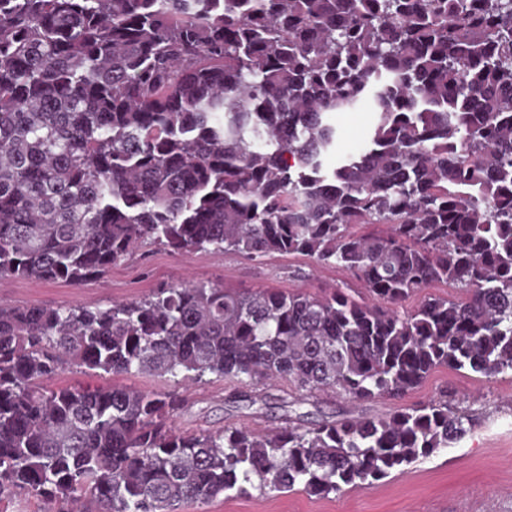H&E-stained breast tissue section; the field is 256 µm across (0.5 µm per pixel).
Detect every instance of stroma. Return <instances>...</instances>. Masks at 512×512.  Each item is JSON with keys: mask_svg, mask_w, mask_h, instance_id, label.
Returning a JSON list of instances; mask_svg holds the SVG:
<instances>
[{"mask_svg": "<svg viewBox=\"0 0 512 512\" xmlns=\"http://www.w3.org/2000/svg\"><path fill=\"white\" fill-rule=\"evenodd\" d=\"M202 282L254 291L328 293L342 289L364 295L362 284L337 268L317 267L301 256L272 255L249 260L232 252L177 254L160 246L136 248L101 278L81 285L65 281L0 278V303L19 307L99 306L143 299L153 289ZM235 381L207 375L188 387L183 409L169 426L178 434L247 426L271 432L286 419L298 423L340 420L354 414L386 415L445 397L473 417L470 431L430 457L368 488L349 487L317 497L294 490L263 495L220 496L188 504L183 512H512V375L489 380L446 367L434 370L415 390L397 399L361 405L333 394L303 398L294 386L270 387L269 399L247 404Z\"/></svg>", "mask_w": 512, "mask_h": 512, "instance_id": "35a3bbf8", "label": "stroma"}]
</instances>
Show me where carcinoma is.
Wrapping results in <instances>:
<instances>
[{
    "label": "carcinoma",
    "mask_w": 512,
    "mask_h": 512,
    "mask_svg": "<svg viewBox=\"0 0 512 512\" xmlns=\"http://www.w3.org/2000/svg\"><path fill=\"white\" fill-rule=\"evenodd\" d=\"M374 114L343 153L333 112ZM143 243L301 255L369 300L205 284L106 308L0 306V501L179 512L325 497L460 438L431 401L174 433L177 390L68 368L401 398L439 367L512 373V0H0V277L74 285ZM465 297L423 295L433 284ZM112 383V379L108 375H97V374H84L80 373L79 370L76 372L74 368L65 371L60 374L52 381L48 383L49 387L56 388L62 386H73V385H81V386H102L106 384ZM126 387L140 391L166 392L174 389L175 384L169 377H158L149 373H139L115 380Z\"/></svg>",
    "instance_id": "carcinoma-1"
}]
</instances>
